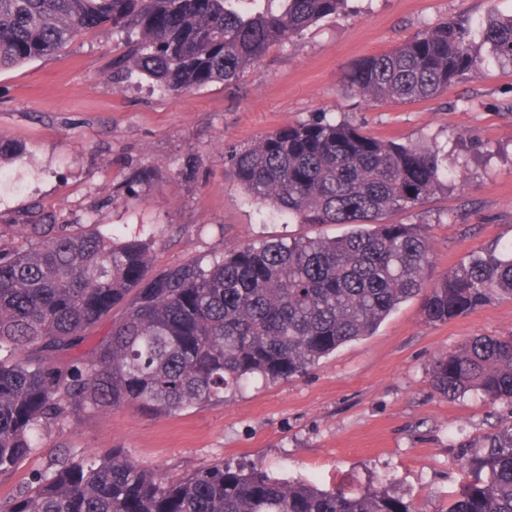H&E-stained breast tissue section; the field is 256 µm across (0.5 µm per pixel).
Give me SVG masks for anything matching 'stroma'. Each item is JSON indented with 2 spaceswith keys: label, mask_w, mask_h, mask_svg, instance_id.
<instances>
[{
  "label": "stroma",
  "mask_w": 512,
  "mask_h": 512,
  "mask_svg": "<svg viewBox=\"0 0 512 512\" xmlns=\"http://www.w3.org/2000/svg\"><path fill=\"white\" fill-rule=\"evenodd\" d=\"M512 14V0H349L295 43L271 48L238 86L174 95L112 83L111 30L77 37L60 54L0 71V247L27 243V224L141 234L154 265L210 260L261 240L339 237L343 224L270 217L227 174V150L319 116L401 144L442 146L457 174L446 191L397 222L423 225L428 283L490 246L512 245V66L494 61L435 99L373 105L340 81L356 60L445 20ZM512 333V300L493 299L446 322L426 321L421 298L402 303L373 335L348 342L308 374L251 382L223 403L159 417L107 409L53 430L0 473V505L34 487L51 461L92 460L121 448L175 479L216 462L256 464L287 481L350 493L387 490L417 512H441L477 473L457 456L512 420V407L474 393H434L436 358L473 336Z\"/></svg>",
  "instance_id": "1"
}]
</instances>
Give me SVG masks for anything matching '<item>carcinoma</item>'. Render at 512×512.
I'll return each mask as SVG.
<instances>
[{"instance_id": "cac0c4a2", "label": "carcinoma", "mask_w": 512, "mask_h": 512, "mask_svg": "<svg viewBox=\"0 0 512 512\" xmlns=\"http://www.w3.org/2000/svg\"><path fill=\"white\" fill-rule=\"evenodd\" d=\"M0 0V69L62 52L112 28L124 51L116 86L136 76L173 94L236 83L278 43L345 10L348 0ZM487 49L482 56L477 46ZM512 65V17L447 20L349 65L365 102L429 100L486 59ZM436 145L396 143L323 117L233 148L228 173L246 196L300 224H346L335 238L247 243L210 262L149 272L153 245L95 229L0 252V472L43 434L109 408L171 416L224 401L254 379L302 376L341 345L371 336L419 297L446 322L512 298V249H488L430 286L429 239L390 218L448 188ZM106 337L79 354L88 331ZM434 392L512 404V334L473 336L437 358ZM467 461L486 479L443 512H512V421ZM3 512H417L385 491L348 494L254 467L204 465L162 480L121 448L52 463Z\"/></svg>"}]
</instances>
